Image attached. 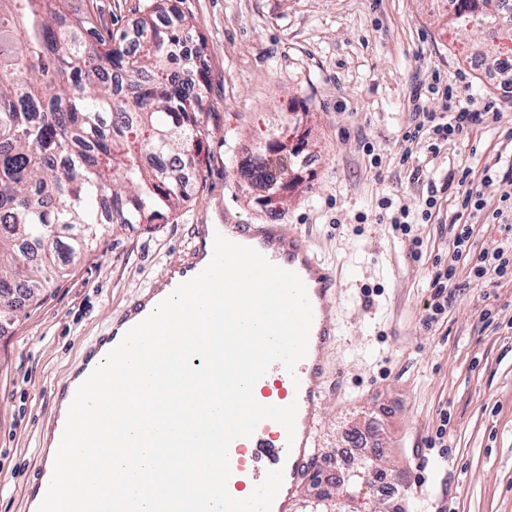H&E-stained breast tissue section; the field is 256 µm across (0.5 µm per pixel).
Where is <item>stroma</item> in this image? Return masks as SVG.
Wrapping results in <instances>:
<instances>
[{"instance_id":"35a3bbf8","label":"stroma","mask_w":512,"mask_h":512,"mask_svg":"<svg viewBox=\"0 0 512 512\" xmlns=\"http://www.w3.org/2000/svg\"><path fill=\"white\" fill-rule=\"evenodd\" d=\"M150 0L94 4L113 29L135 27ZM209 75L203 142L190 197L164 224L101 235L39 294L0 321V512H26L23 489L43 468L39 447L57 384L117 314L190 247L194 224H285L310 236L343 290L339 338L328 354L330 392L317 432L319 457L346 447L354 422L376 426L380 468L398 482L399 512H512V279L486 284L459 267L447 313L427 323L432 263L448 256V227L416 225L422 256L380 221L379 203L418 215L429 182L448 168L481 174L512 154L504 125L512 100L473 63L487 29L463 33L441 0H182ZM464 99L497 101L502 125L448 143L421 178L401 164L414 120L412 93L434 77ZM295 101L296 136L317 165L276 208L241 174L250 148L278 139L281 106ZM382 158L375 167L364 144ZM474 252L504 241L499 182L480 187ZM448 445L430 447L440 411Z\"/></svg>"}]
</instances>
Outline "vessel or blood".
<instances>
[{"mask_svg":"<svg viewBox=\"0 0 512 512\" xmlns=\"http://www.w3.org/2000/svg\"><path fill=\"white\" fill-rule=\"evenodd\" d=\"M219 235L251 247L271 263L295 272L304 283L311 304L313 320L306 356L291 373L281 364L272 365L254 387V397L260 404L297 403L294 436H287L277 422L265 420L258 424L252 436L232 441L228 450L231 471L228 490L233 497H248L268 471L279 469L284 474L283 484L271 512H298L300 488L316 462V430L327 399L324 387L327 354L338 333L335 298L340 285L334 270L319 256L311 239L288 225H191L187 257L170 262L158 281L129 300L113 322L111 332L86 348L81 365L57 388L58 405L52 430L62 434L67 420L65 403L73 400L78 387L128 330L147 317L180 283L192 279L209 264ZM50 481V474L44 470L28 484L26 494L32 512H37Z\"/></svg>","mask_w":512,"mask_h":512,"instance_id":"vessel-or-blood-1","label":"vessel or blood"}]
</instances>
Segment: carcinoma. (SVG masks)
I'll list each match as a JSON object with an SVG mask.
<instances>
[{"instance_id":"obj_1","label":"carcinoma","mask_w":512,"mask_h":512,"mask_svg":"<svg viewBox=\"0 0 512 512\" xmlns=\"http://www.w3.org/2000/svg\"><path fill=\"white\" fill-rule=\"evenodd\" d=\"M475 25L512 45L500 0H460ZM167 0L137 21L140 41L75 11L69 0H0V319L15 295L36 296L115 226L160 224L187 201L183 169L209 136L208 78L178 79L190 38L162 26ZM288 143L249 170L273 190L288 178Z\"/></svg>"}]
</instances>
